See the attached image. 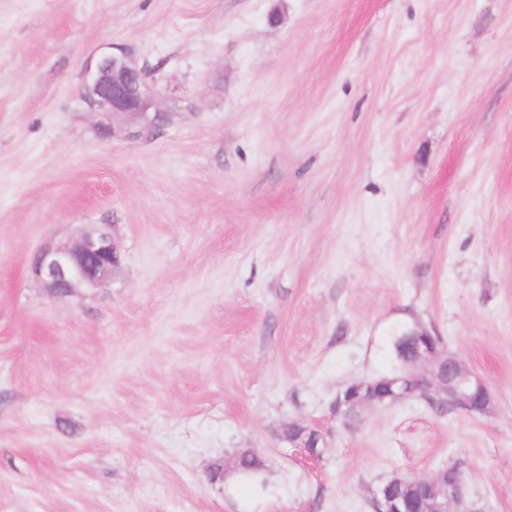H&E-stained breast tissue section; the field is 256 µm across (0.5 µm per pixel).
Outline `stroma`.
Segmentation results:
<instances>
[{
  "instance_id": "35a3bbf8",
  "label": "stroma",
  "mask_w": 512,
  "mask_h": 512,
  "mask_svg": "<svg viewBox=\"0 0 512 512\" xmlns=\"http://www.w3.org/2000/svg\"><path fill=\"white\" fill-rule=\"evenodd\" d=\"M112 46L138 136L79 98ZM100 225L111 280L42 288ZM410 320L490 412L336 415ZM242 448L263 494L208 478ZM454 461L512 512V0H0V512H373ZM116 50L104 51L87 63L80 98L89 112L101 117L98 129L103 136L115 134L116 117L131 120L137 127L133 134L138 135L156 126L164 113L155 108L157 93L144 70L122 49Z\"/></svg>"
}]
</instances>
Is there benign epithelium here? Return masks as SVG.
Masks as SVG:
<instances>
[{"mask_svg":"<svg viewBox=\"0 0 512 512\" xmlns=\"http://www.w3.org/2000/svg\"><path fill=\"white\" fill-rule=\"evenodd\" d=\"M156 91L147 83L144 70L130 60L124 51H104L91 59L85 68L80 92L89 111L101 117L99 132L115 133L111 125L117 117L131 120L134 134L157 125L163 113L155 108ZM117 248L108 232L101 228L86 231L68 244L45 246L31 264L33 275L50 292L67 297L79 288H97L112 277L118 264ZM425 326L416 323L398 339V345L413 350V364L425 380L423 388H411L407 377L394 374L386 380L388 396L398 401L409 397L435 404L448 398L455 409L469 413H485L493 403L492 393L481 377L469 370L455 355L439 350L427 339ZM453 473L437 512H484L465 491L462 466L451 464ZM412 499L396 495L384 488L375 497V512H416Z\"/></svg>","mask_w":512,"mask_h":512,"instance_id":"7a95c632","label":"benign epithelium"}]
</instances>
